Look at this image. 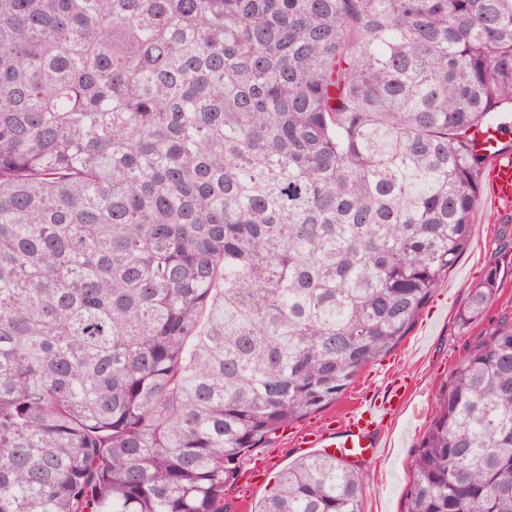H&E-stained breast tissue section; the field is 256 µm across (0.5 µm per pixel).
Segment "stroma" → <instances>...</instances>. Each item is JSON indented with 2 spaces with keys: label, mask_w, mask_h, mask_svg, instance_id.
Returning a JSON list of instances; mask_svg holds the SVG:
<instances>
[{
  "label": "stroma",
  "mask_w": 512,
  "mask_h": 512,
  "mask_svg": "<svg viewBox=\"0 0 512 512\" xmlns=\"http://www.w3.org/2000/svg\"><path fill=\"white\" fill-rule=\"evenodd\" d=\"M512 234V217L480 194L468 245L429 299L412 329L387 356L366 366L357 380L335 403L279 430L271 442L253 449L245 470L259 471L260 477L248 499L238 490L227 491L228 512H254L266 497L277 476L309 450L297 446L294 438L306 428L318 427L326 418H343L359 391L379 401H391L394 381L407 380L409 390L386 415L378 454L355 465L362 482L363 512H405L412 483L415 450L426 433L460 357L484 332L501 318H512V280L498 293L483 320L461 324L458 309L465 303L473 284L494 261L502 236Z\"/></svg>",
  "instance_id": "obj_1"
}]
</instances>
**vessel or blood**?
Instances as JSON below:
<instances>
[{
    "label": "vessel or blood",
    "instance_id": "obj_1",
    "mask_svg": "<svg viewBox=\"0 0 512 512\" xmlns=\"http://www.w3.org/2000/svg\"><path fill=\"white\" fill-rule=\"evenodd\" d=\"M506 131L501 123L484 127L474 143L476 151L488 158L487 174L492 200L504 208L512 207V149L506 146ZM378 416L374 407H359L338 425L310 430L300 438L301 445L325 448L333 454L355 461H365L377 453Z\"/></svg>",
    "mask_w": 512,
    "mask_h": 512
}]
</instances>
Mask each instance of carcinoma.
Returning a JSON list of instances; mask_svg holds the SVG:
<instances>
[{"label":"carcinoma","instance_id":"1","mask_svg":"<svg viewBox=\"0 0 512 512\" xmlns=\"http://www.w3.org/2000/svg\"><path fill=\"white\" fill-rule=\"evenodd\" d=\"M512 112V0H0V512H224L394 351ZM512 278L501 247L457 317ZM313 454L257 512H362ZM406 512H512V321L458 360Z\"/></svg>","mask_w":512,"mask_h":512}]
</instances>
